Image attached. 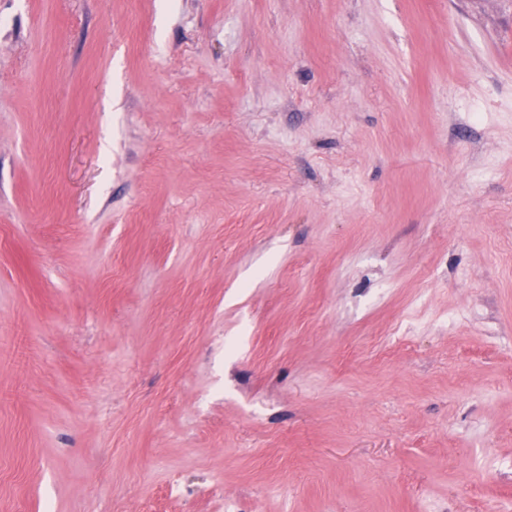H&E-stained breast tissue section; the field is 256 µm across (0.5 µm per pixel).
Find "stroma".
Returning <instances> with one entry per match:
<instances>
[{
	"label": "stroma",
	"mask_w": 512,
	"mask_h": 512,
	"mask_svg": "<svg viewBox=\"0 0 512 512\" xmlns=\"http://www.w3.org/2000/svg\"><path fill=\"white\" fill-rule=\"evenodd\" d=\"M0 512H512V0H0Z\"/></svg>",
	"instance_id": "1"
}]
</instances>
